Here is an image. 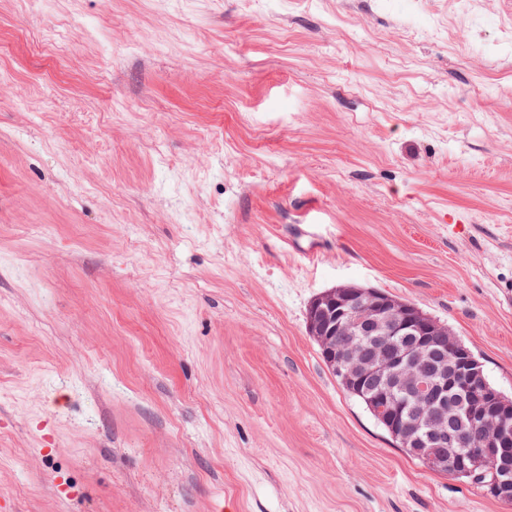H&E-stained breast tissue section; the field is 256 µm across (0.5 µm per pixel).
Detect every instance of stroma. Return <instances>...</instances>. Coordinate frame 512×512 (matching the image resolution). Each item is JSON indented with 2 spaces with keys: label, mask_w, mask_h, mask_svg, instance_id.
<instances>
[{
  "label": "stroma",
  "mask_w": 512,
  "mask_h": 512,
  "mask_svg": "<svg viewBox=\"0 0 512 512\" xmlns=\"http://www.w3.org/2000/svg\"><path fill=\"white\" fill-rule=\"evenodd\" d=\"M344 285L512 397V0H0V512H512L339 384Z\"/></svg>",
  "instance_id": "obj_1"
}]
</instances>
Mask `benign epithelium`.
I'll use <instances>...</instances> for the list:
<instances>
[{
  "mask_svg": "<svg viewBox=\"0 0 512 512\" xmlns=\"http://www.w3.org/2000/svg\"><path fill=\"white\" fill-rule=\"evenodd\" d=\"M309 332L328 337L331 363L357 382L400 379L411 406L406 410L390 392L372 397L389 421L408 414L413 433L428 429L432 447L416 453L433 471L470 475L512 455V407L486 384L481 364L461 341L417 307L383 291L339 287L316 297L309 310ZM462 398L471 435L448 426L443 412L448 393ZM492 494L512 500V471L497 469Z\"/></svg>",
  "mask_w": 512,
  "mask_h": 512,
  "instance_id": "obj_1",
  "label": "benign epithelium"
}]
</instances>
